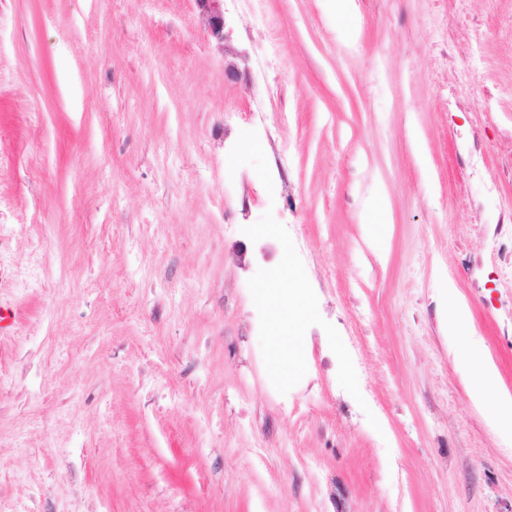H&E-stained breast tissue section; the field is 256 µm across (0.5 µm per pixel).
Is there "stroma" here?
Listing matches in <instances>:
<instances>
[{
  "mask_svg": "<svg viewBox=\"0 0 512 512\" xmlns=\"http://www.w3.org/2000/svg\"><path fill=\"white\" fill-rule=\"evenodd\" d=\"M466 5L452 60L456 0H224L221 41L0 0V512H512L444 321L512 395V0ZM445 315L450 335L471 336L468 309L452 294L448 295Z\"/></svg>",
  "mask_w": 512,
  "mask_h": 512,
  "instance_id": "stroma-1",
  "label": "stroma"
}]
</instances>
